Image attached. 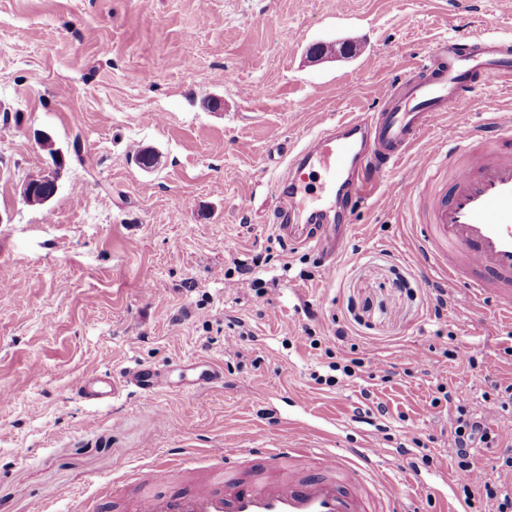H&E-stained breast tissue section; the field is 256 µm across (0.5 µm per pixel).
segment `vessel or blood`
Segmentation results:
<instances>
[{"mask_svg":"<svg viewBox=\"0 0 512 512\" xmlns=\"http://www.w3.org/2000/svg\"><path fill=\"white\" fill-rule=\"evenodd\" d=\"M512 76V40L461 33L437 43L424 62L373 86L382 103L368 117H351L315 134L280 177L288 187L277 224L290 248L336 255V227L320 203H304L311 174L319 192L338 198L354 214L377 181L407 157H414L417 179L402 201L420 228L418 252L439 273L443 288L465 287L473 303L495 305L490 326L512 323V124L492 116L466 141H427L423 135L450 110L477 101L486 73ZM478 102V101H477ZM447 158L450 178L437 177L439 158ZM150 391L152 382L136 368L121 378L90 377L80 397L98 404L118 398L124 388ZM147 470L123 471L103 483L85 512H112L124 485L147 484L129 512H405L402 488L379 471L377 448L319 450L280 437L270 448H217L203 472L184 484H168L172 461L147 449Z\"/></svg>","mask_w":512,"mask_h":512,"instance_id":"1","label":"vessel or blood"}]
</instances>
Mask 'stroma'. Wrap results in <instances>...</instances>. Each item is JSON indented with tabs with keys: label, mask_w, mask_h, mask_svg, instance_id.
<instances>
[{
	"label": "stroma",
	"mask_w": 512,
	"mask_h": 512,
	"mask_svg": "<svg viewBox=\"0 0 512 512\" xmlns=\"http://www.w3.org/2000/svg\"><path fill=\"white\" fill-rule=\"evenodd\" d=\"M348 2L340 18L336 0H0V512H79L149 448L202 461L282 435L380 449L393 480L431 478L418 505L442 512L464 496L438 385L512 433V410L484 397L512 383V328L487 329L488 304L437 308L439 277L398 206L412 162L357 210L334 274L273 227L293 153L375 108L370 88L437 41L481 35L490 17L512 34V0ZM320 42L336 52L311 57ZM486 120L456 110L428 136ZM45 135L64 165L35 208L20 187L55 168ZM144 149L154 169L136 164ZM409 349L420 359L403 360ZM345 358L364 361L354 377L315 383ZM205 362L219 380L189 385ZM137 367L158 391L97 405L77 393ZM420 449L434 462L415 469Z\"/></svg>",
	"instance_id": "obj_1"
}]
</instances>
